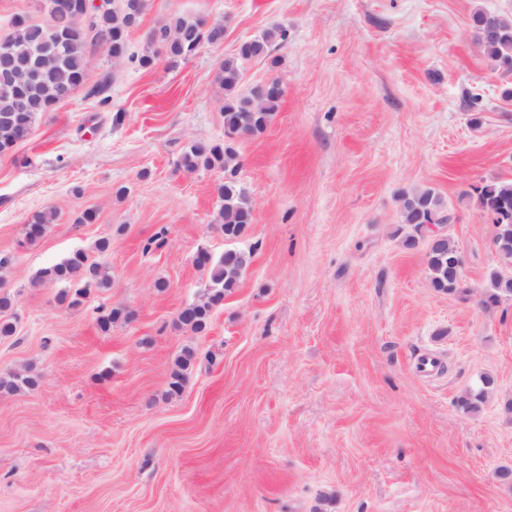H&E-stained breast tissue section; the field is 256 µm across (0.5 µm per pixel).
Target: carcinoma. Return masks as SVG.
I'll list each match as a JSON object with an SVG mask.
<instances>
[{"label":"carcinoma","mask_w":512,"mask_h":512,"mask_svg":"<svg viewBox=\"0 0 512 512\" xmlns=\"http://www.w3.org/2000/svg\"><path fill=\"white\" fill-rule=\"evenodd\" d=\"M83 0H72L69 12L58 9V0H45L48 19L33 22L19 17L14 20L12 31L7 35L15 47L14 55L7 63L0 62V154L9 152L31 133L40 115L69 98L85 81L89 59L87 45L90 41L101 42L115 63L125 57L126 36L141 15H132L128 0H112V6L98 11L86 24L76 16L83 13ZM472 33L478 36L477 44L495 67L512 73V18L478 10L471 19ZM279 32L268 29L262 34L243 41L233 53L224 57L221 64V80L224 86V143L195 142L181 155L179 166L189 173L200 169L219 170L222 181L215 191L220 202L219 217L224 237L243 234L251 213V201L237 181V154L234 137L245 130L255 136L262 133L278 110L281 97L264 93L262 86L254 85L240 90L245 63L266 59ZM224 39V25L211 23L202 17L174 16L149 37V46L139 59L143 67H152L159 60L176 63L194 55L205 43L217 44ZM32 67L41 68L37 82L23 81L24 72ZM470 200L488 215L496 226L492 243L502 267L491 271L489 287L483 304L497 306L512 301V282L504 269L512 267V179H496L472 186L467 193ZM403 223L412 227L414 234L406 238V245L414 246L417 235L427 224H442L453 220L444 200L431 189H414L401 197ZM54 212L34 214L25 224L21 245H32L47 231ZM251 252L238 250L226 253L204 264L209 270V280L199 299L185 306L178 322L195 333L203 332L209 325L212 310L224 301V297L237 285L250 262ZM427 267L430 282L438 291L450 295H465L462 272L454 269L461 259L455 243L441 236L428 240ZM10 258L0 257V313L14 309L11 292L5 290L4 276ZM108 280V272L97 263L88 262L87 255L76 251L66 259L40 269L33 284L60 287V302L76 304L88 297L91 290ZM98 323L102 328L130 320L131 314L124 308L100 309ZM195 360V352L185 351L176 361L171 374L170 391L182 390L186 372ZM39 383L35 373H8L0 375V392L14 394ZM482 387L470 390L455 400L456 408L463 413L478 410L485 400L493 379L481 378Z\"/></svg>","instance_id":"obj_1"}]
</instances>
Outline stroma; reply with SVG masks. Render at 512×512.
Instances as JSON below:
<instances>
[{
    "mask_svg": "<svg viewBox=\"0 0 512 512\" xmlns=\"http://www.w3.org/2000/svg\"><path fill=\"white\" fill-rule=\"evenodd\" d=\"M479 9L512 17V0H147L121 64L89 44L84 84L0 155L18 316L0 374L40 377L0 395V512H512L496 478L512 467V301L482 303L500 262L467 197L512 177V75L474 40ZM176 15L223 23V42L141 67ZM274 27L278 66L251 61L245 81L277 80L281 104L235 145L251 261L196 334L176 319L208 281L199 247L226 248L222 175L179 159L223 142L220 65ZM417 188L453 215L467 296L436 291L424 244H404L399 197ZM78 250L111 282L68 307L33 278ZM103 307L134 317L105 330ZM187 348L197 360L169 395ZM483 375L492 394L461 413ZM53 216V211L35 213L23 228L21 245H32L40 240L46 233Z\"/></svg>",
    "mask_w": 512,
    "mask_h": 512,
    "instance_id": "35a3bbf8",
    "label": "stroma"
}]
</instances>
